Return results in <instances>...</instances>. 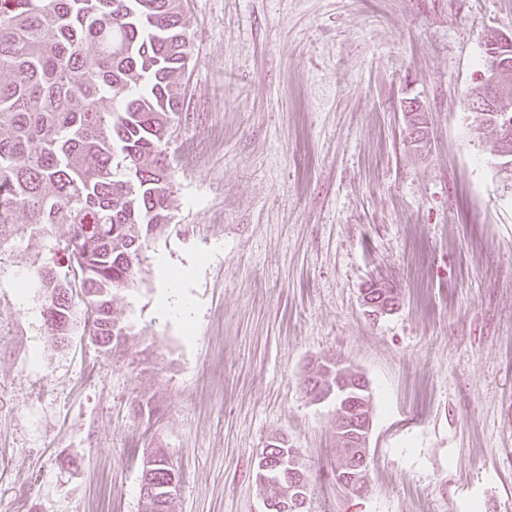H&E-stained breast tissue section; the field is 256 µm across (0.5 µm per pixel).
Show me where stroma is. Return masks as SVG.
<instances>
[{
  "label": "stroma",
  "instance_id": "1",
  "mask_svg": "<svg viewBox=\"0 0 512 512\" xmlns=\"http://www.w3.org/2000/svg\"><path fill=\"white\" fill-rule=\"evenodd\" d=\"M194 61L169 133L173 219L117 310L133 335L57 346L21 285L52 237L0 248V512H143L160 448L173 512H264L266 441L300 449L309 512H512V180L465 99L512 0H185ZM427 108L430 142L401 106ZM194 267L192 331L158 264ZM397 285L373 318L362 289ZM335 358L367 379L369 487L335 476ZM151 402V413L135 414ZM403 112L406 121V128L410 141L413 144H423L429 138V128L426 123L425 113L427 112L421 101L409 100L405 102Z\"/></svg>",
  "mask_w": 512,
  "mask_h": 512
}]
</instances>
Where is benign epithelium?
Returning <instances> with one entry per match:
<instances>
[{
	"mask_svg": "<svg viewBox=\"0 0 512 512\" xmlns=\"http://www.w3.org/2000/svg\"><path fill=\"white\" fill-rule=\"evenodd\" d=\"M487 46L488 64L474 75L468 93V109L481 122L482 113L503 108L504 89L512 85V34H496ZM419 100H409L403 107L409 139L422 144L429 138V128ZM494 155L500 159L501 172L512 176V124L497 127ZM367 315L378 317L393 311L398 305V292L394 286L371 281L362 290ZM307 390L311 401L331 400L336 405V437L342 447L351 452L336 467L337 482L342 487L359 491L364 488L369 470L368 437L372 428L369 411L368 383L352 367L329 361L316 363L308 375ZM266 467L265 482L278 490V495L265 502L266 512H304L307 504V479L297 449H288L287 456L266 452L261 454Z\"/></svg>",
	"mask_w": 512,
	"mask_h": 512,
	"instance_id": "benign-epithelium-1",
	"label": "benign epithelium"
}]
</instances>
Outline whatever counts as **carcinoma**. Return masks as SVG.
I'll return each mask as SVG.
<instances>
[{"label":"carcinoma","mask_w":512,"mask_h":512,"mask_svg":"<svg viewBox=\"0 0 512 512\" xmlns=\"http://www.w3.org/2000/svg\"><path fill=\"white\" fill-rule=\"evenodd\" d=\"M191 60L182 0H0V247L70 226L31 271L59 345L80 317L108 350L131 336L113 302L172 220L163 146Z\"/></svg>","instance_id":"1"}]
</instances>
